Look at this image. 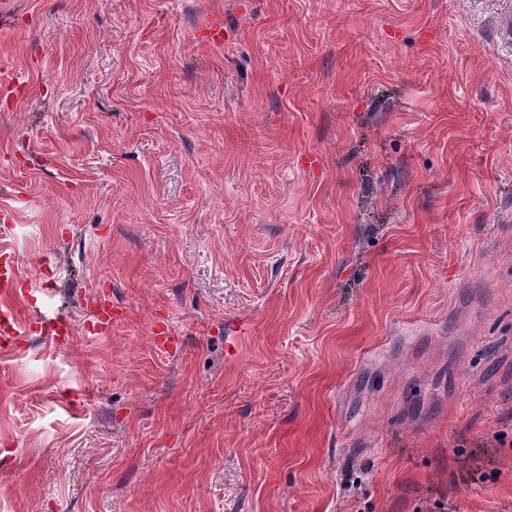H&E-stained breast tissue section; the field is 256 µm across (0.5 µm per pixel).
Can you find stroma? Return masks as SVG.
<instances>
[{"mask_svg": "<svg viewBox=\"0 0 512 512\" xmlns=\"http://www.w3.org/2000/svg\"><path fill=\"white\" fill-rule=\"evenodd\" d=\"M511 7L0 0V512H512ZM20 319L17 311L5 302L0 306V345L12 347L20 339Z\"/></svg>", "mask_w": 512, "mask_h": 512, "instance_id": "35a3bbf8", "label": "stroma"}]
</instances>
